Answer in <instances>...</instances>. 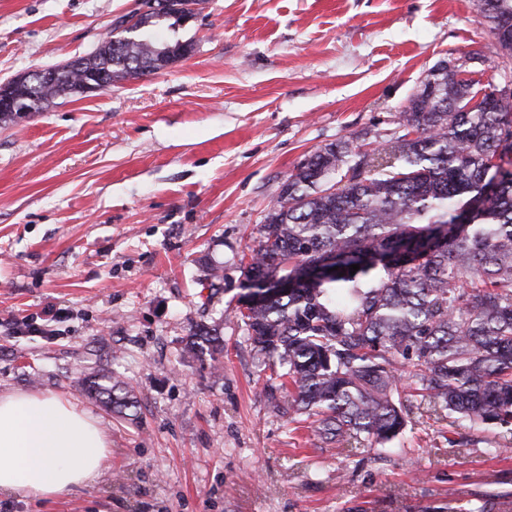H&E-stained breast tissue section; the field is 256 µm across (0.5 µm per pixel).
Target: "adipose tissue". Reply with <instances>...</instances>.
Segmentation results:
<instances>
[{
  "instance_id": "obj_1",
  "label": "adipose tissue",
  "mask_w": 512,
  "mask_h": 512,
  "mask_svg": "<svg viewBox=\"0 0 512 512\" xmlns=\"http://www.w3.org/2000/svg\"><path fill=\"white\" fill-rule=\"evenodd\" d=\"M111 452L97 419L61 396H0V496L47 499L93 486Z\"/></svg>"
}]
</instances>
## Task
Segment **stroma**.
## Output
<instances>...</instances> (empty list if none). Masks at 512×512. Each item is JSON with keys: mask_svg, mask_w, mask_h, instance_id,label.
<instances>
[{"mask_svg": "<svg viewBox=\"0 0 512 512\" xmlns=\"http://www.w3.org/2000/svg\"><path fill=\"white\" fill-rule=\"evenodd\" d=\"M136 3L0 0V83L87 54ZM175 36L189 59L0 126V396L63 395L112 442L98 484L0 512H512V427L417 405L386 447L341 452L265 389L237 317L241 259L306 156L401 135L440 63L512 83L476 0H205ZM196 325L219 360L188 351ZM102 372L135 416L82 392ZM188 345L201 353L208 351L209 356L214 360V355L224 351L223 339L218 336L216 329H207L196 326L191 329Z\"/></svg>", "mask_w": 512, "mask_h": 512, "instance_id": "1", "label": "stroma"}]
</instances>
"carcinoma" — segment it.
<instances>
[{"label":"carcinoma","instance_id":"carcinoma-1","mask_svg":"<svg viewBox=\"0 0 512 512\" xmlns=\"http://www.w3.org/2000/svg\"><path fill=\"white\" fill-rule=\"evenodd\" d=\"M180 0H155L116 21L89 54L55 65L38 87L8 81L41 112L57 98L153 74L195 51L172 39ZM478 14L512 60V0H479ZM462 66L433 69L399 112L404 134L364 150L330 143L283 182L261 239L243 264V288L294 280L331 259L315 285L239 308L258 354L279 365L289 413L343 448L399 437L419 395L433 412L473 424H512V88L488 83L474 110ZM360 269L350 273L349 266ZM338 270H333V267ZM188 345L224 351L197 326ZM87 393L124 415L135 406L109 373Z\"/></svg>","mask_w":512,"mask_h":512}]
</instances>
